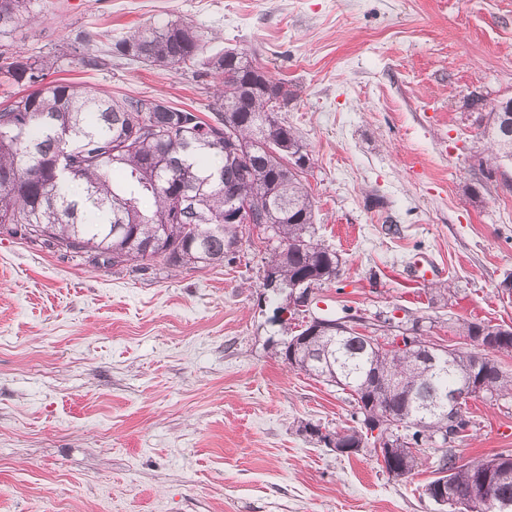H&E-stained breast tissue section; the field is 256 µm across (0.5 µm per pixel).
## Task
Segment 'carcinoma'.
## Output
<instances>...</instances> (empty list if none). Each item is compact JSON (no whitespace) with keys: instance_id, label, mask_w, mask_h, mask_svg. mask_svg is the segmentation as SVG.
Here are the masks:
<instances>
[{"instance_id":"cac0c4a2","label":"carcinoma","mask_w":512,"mask_h":512,"mask_svg":"<svg viewBox=\"0 0 512 512\" xmlns=\"http://www.w3.org/2000/svg\"><path fill=\"white\" fill-rule=\"evenodd\" d=\"M39 0H0V34L10 35L39 18ZM193 70L217 80L213 117L195 108L157 100L152 111L144 98L101 96L69 83L44 85L55 61L15 51L0 55V75L29 89L0 110V233L40 240L104 266L161 259L168 265L206 268L236 261L243 240L240 225L224 223V212L238 203L256 211L270 228L268 265L280 284L314 276L323 283L338 276L339 258L315 239L314 200L306 183L307 146L279 118L294 93L274 80L250 53L204 54L196 26L183 19L162 27L140 25L98 54L83 53L80 65L105 70L112 59ZM235 126L234 141L218 135L224 121ZM512 114L494 109L482 129L492 159L512 162ZM79 191L68 196L62 184ZM502 325L464 321L459 335L471 350L455 349L458 371L473 374L493 400L512 398V374L499 354L512 353L508 337L490 345L484 356L476 337L502 335ZM293 369L331 382L354 397L357 413L389 411L398 425L412 429L406 449V474L417 465L413 450L437 444L436 418L419 424L412 402L370 384L389 370L408 375L415 394L451 387L413 358L409 349H366L338 331L317 334L288 354ZM436 473L461 494L472 487L471 471L443 450ZM490 508L512 512V480L489 489Z\"/></svg>"}]
</instances>
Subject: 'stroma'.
<instances>
[{"label": "stroma", "instance_id": "obj_1", "mask_svg": "<svg viewBox=\"0 0 512 512\" xmlns=\"http://www.w3.org/2000/svg\"><path fill=\"white\" fill-rule=\"evenodd\" d=\"M0 51L56 58L51 81L207 111L212 78L113 60L143 24L191 22L207 49H250L295 97L280 118L311 158L316 238L336 279L308 306L264 290L266 250L235 264L102 266L0 234V512H444L366 447L301 427L355 426L340 388L275 352L311 317L347 314L465 346L462 320L512 326V164L481 130L512 97V0H40ZM427 257L435 276L412 275ZM459 463L512 454V398L471 399ZM339 432H344V436L342 438L338 439V441L346 440L350 443H360L361 441H364V447L368 443V438L366 437V434L363 433L361 424H360L359 428L352 427V428H348V429H345L342 431H335V432H331V433L338 434ZM336 434H330L327 432H323V430L321 429L319 431V434L318 433L315 434V437L319 438L321 440V443L327 444L328 447L333 448V450L336 453L341 454V455H352V454H355L360 451L361 448H356V447H358V444H355L354 446H352L351 444H348V443L336 442Z\"/></svg>", "mask_w": 512, "mask_h": 512}]
</instances>
